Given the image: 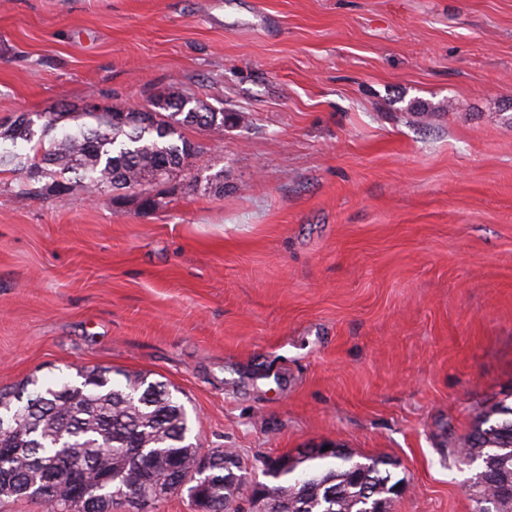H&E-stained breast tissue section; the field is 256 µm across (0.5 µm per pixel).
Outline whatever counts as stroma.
Masks as SVG:
<instances>
[{"mask_svg":"<svg viewBox=\"0 0 512 512\" xmlns=\"http://www.w3.org/2000/svg\"><path fill=\"white\" fill-rule=\"evenodd\" d=\"M169 93L246 113L152 209L0 172V389L104 367L182 393L249 476L399 461L391 512H473L449 450L512 394V0H0V123Z\"/></svg>","mask_w":512,"mask_h":512,"instance_id":"obj_1","label":"stroma"}]
</instances>
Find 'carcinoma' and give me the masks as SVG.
<instances>
[{
	"mask_svg": "<svg viewBox=\"0 0 512 512\" xmlns=\"http://www.w3.org/2000/svg\"><path fill=\"white\" fill-rule=\"evenodd\" d=\"M151 121L134 116L122 121L113 112L54 108L29 120L0 129V167L21 171L22 190L42 179L54 180L59 171L74 175L86 192L102 194L107 186L134 188L146 207L160 171L168 181L188 169L203 147L184 135L187 126H224L235 118L217 112L192 96L170 94L152 102ZM108 370H77V379L52 381L28 395L0 390V415L8 420L0 434V476L13 480V489L0 498L36 499L31 489L32 463L55 467L61 463L101 464L112 469V495L107 512L126 505L127 512H145L156 502L197 484L196 465L202 455L224 463L230 448L203 451L190 441L188 411L179 390L141 374ZM467 466L477 465L470 478L473 512L498 498V512H512V499L501 497L504 482H512V404L502 400L479 415L471 430L451 450ZM282 468L265 501V512H367L373 499L390 512L391 488L398 484L387 457L354 459L345 455H299L280 458ZM312 475L313 484L297 497L295 482ZM245 469L217 470L205 495L208 512H225V497H244ZM51 512H80L74 489L62 485L50 504Z\"/></svg>",
	"mask_w": 512,
	"mask_h": 512,
	"instance_id": "obj_1",
	"label": "carcinoma"
}]
</instances>
